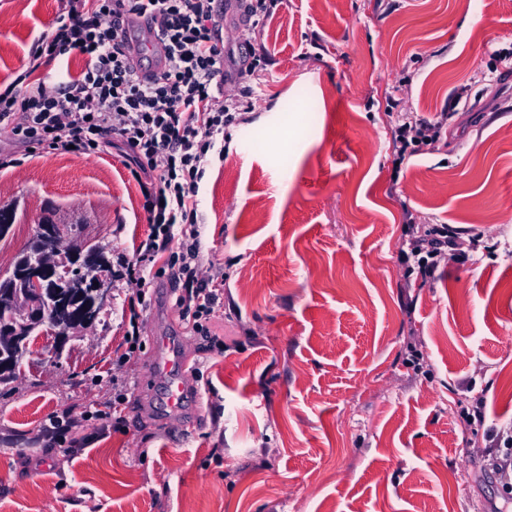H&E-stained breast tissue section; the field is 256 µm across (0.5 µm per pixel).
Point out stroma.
<instances>
[{"instance_id": "obj_1", "label": "stroma", "mask_w": 512, "mask_h": 512, "mask_svg": "<svg viewBox=\"0 0 512 512\" xmlns=\"http://www.w3.org/2000/svg\"><path fill=\"white\" fill-rule=\"evenodd\" d=\"M62 0H0V82L76 76L81 57L31 69ZM247 122L201 182L205 261L224 268L210 333L187 330L155 280L135 352L125 282L94 324L0 383V512H512L485 467L512 427V0H279ZM443 121L400 152L396 128ZM0 274L52 216L106 257L149 232L118 148L16 147L0 126ZM446 224L478 249L421 281L407 224ZM183 343L193 392L160 407L158 339ZM134 386L112 384L113 364ZM116 401L121 422L73 455L40 447L51 417ZM482 403L484 419L466 409Z\"/></svg>"}]
</instances>
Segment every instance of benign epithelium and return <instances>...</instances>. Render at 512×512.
Returning <instances> with one entry per match:
<instances>
[{"label":"benign epithelium","instance_id":"obj_1","mask_svg":"<svg viewBox=\"0 0 512 512\" xmlns=\"http://www.w3.org/2000/svg\"><path fill=\"white\" fill-rule=\"evenodd\" d=\"M38 230L42 238L50 242L52 250L29 262L18 273V287L8 290L7 300L0 303V311L11 313L10 322L0 329V341L19 348L27 345L30 327L50 315L65 319L57 331L60 340L91 325L88 319L70 316L69 295L59 288L61 283L73 278L93 283L94 301L100 309L111 298V276L104 271L94 250L72 248L59 225L49 216L43 217Z\"/></svg>","mask_w":512,"mask_h":512}]
</instances>
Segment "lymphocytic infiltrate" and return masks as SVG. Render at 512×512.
<instances>
[{"instance_id": "lymphocytic-infiltrate-1", "label": "lymphocytic infiltrate", "mask_w": 512, "mask_h": 512, "mask_svg": "<svg viewBox=\"0 0 512 512\" xmlns=\"http://www.w3.org/2000/svg\"><path fill=\"white\" fill-rule=\"evenodd\" d=\"M139 19L154 24L161 59L147 81L134 68L130 31ZM223 29L224 0H65L30 62L37 68L42 58L75 54L84 60L79 76L0 89V125L29 146L79 154L123 148L151 226L112 270L132 289L123 312L130 346L139 342L155 278L181 286L176 302L191 313L192 333H208L218 305L224 273L203 268L197 196L209 154H224L226 130L245 121L257 97L252 87L226 86ZM179 226L188 227L191 242L174 252ZM406 234L412 269L424 279L466 245L444 224H410Z\"/></svg>"}]
</instances>
